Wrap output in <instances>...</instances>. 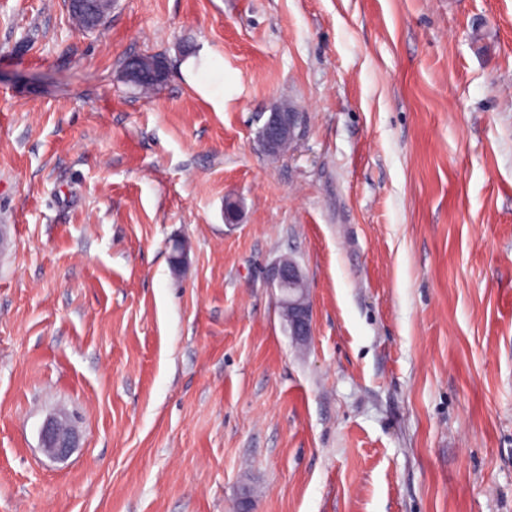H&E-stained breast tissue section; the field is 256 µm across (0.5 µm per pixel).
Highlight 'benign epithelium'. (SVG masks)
Returning <instances> with one entry per match:
<instances>
[{"instance_id": "1", "label": "benign epithelium", "mask_w": 512, "mask_h": 512, "mask_svg": "<svg viewBox=\"0 0 512 512\" xmlns=\"http://www.w3.org/2000/svg\"><path fill=\"white\" fill-rule=\"evenodd\" d=\"M299 113L287 105L270 112L261 126L258 136L263 151L277 156L297 137ZM187 263L185 246L176 242L172 246L170 267L178 274ZM268 282L277 293L288 334L298 343H307L313 336V307L299 264L290 257L280 258L268 270ZM41 447L53 459L67 457L76 446V433L71 421L65 416H51L40 431Z\"/></svg>"}]
</instances>
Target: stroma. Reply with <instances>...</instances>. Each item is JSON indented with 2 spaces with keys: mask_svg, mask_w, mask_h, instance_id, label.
Returning a JSON list of instances; mask_svg holds the SVG:
<instances>
[{
  "mask_svg": "<svg viewBox=\"0 0 512 512\" xmlns=\"http://www.w3.org/2000/svg\"><path fill=\"white\" fill-rule=\"evenodd\" d=\"M0 227V512H512V0H0ZM197 63H201L202 65L210 67L215 72H221L223 75L222 84L218 85L216 88H211L207 84H203L198 80L193 82L195 89L202 94L206 99H208L215 108L223 109L224 107V72L223 66H221L216 60L213 58V54L208 46L203 45L197 52L195 57H192L185 66L186 72H193L196 68ZM299 113L287 105H281L269 112L258 136L263 151L269 156H277L297 137ZM268 282L277 293L288 334L297 343H307L313 336V307L299 264L290 257L280 258L268 270ZM41 447L53 459L66 458L76 446V433L66 416H50L40 431Z\"/></svg>",
  "mask_w": 512,
  "mask_h": 512,
  "instance_id": "35a3bbf8",
  "label": "stroma"
}]
</instances>
